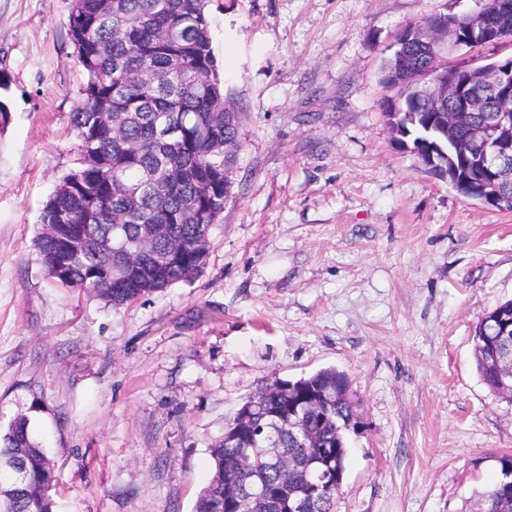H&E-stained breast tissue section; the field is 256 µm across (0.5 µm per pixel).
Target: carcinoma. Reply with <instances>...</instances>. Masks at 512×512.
Segmentation results:
<instances>
[{
    "instance_id": "carcinoma-1",
    "label": "carcinoma",
    "mask_w": 512,
    "mask_h": 512,
    "mask_svg": "<svg viewBox=\"0 0 512 512\" xmlns=\"http://www.w3.org/2000/svg\"><path fill=\"white\" fill-rule=\"evenodd\" d=\"M206 0H74L70 35L86 73L82 101L72 113L81 140L76 169L57 185L46 203L41 224H70L86 240L85 250L70 258L66 276L56 274L54 254L59 245L39 234L36 246L51 279L67 288L91 291L118 307L163 291L196 276L206 257L195 248L211 234L231 192V170L237 154L224 156L217 143H238L239 123L224 124V85L212 49ZM425 60L414 41L402 55L388 60L401 76L385 79L400 89L401 99L387 107L396 118L393 128L410 139L424 156L438 142L433 117L453 110L451 101L428 104L417 94L415 77L426 74ZM124 113L121 138L112 137V116ZM405 112L422 113L416 125ZM466 164L461 173L469 186L484 174L468 159L452 154L448 164ZM165 179L164 193L134 197L125 186L143 176ZM129 239L139 224H167L183 244L174 260L166 258L168 243L159 240L155 259L136 280L112 275L118 259L112 250L115 221ZM492 333L481 320L473 336V355L484 383L494 387V367L483 336ZM349 386L346 374L321 369L288 385L264 387L251 398L253 428L267 429L269 415H288L313 398L317 413L300 419L297 437L278 436L281 454L293 462L304 449L322 448L332 465L345 469L344 432L336 424L349 417L351 402L334 399L336 387ZM261 435L218 439L211 448L213 472L196 502L195 512H283L288 494L298 489L297 472L260 456ZM0 512H53L56 474L47 450L29 432V420L18 415L0 431ZM477 507L486 512H512V491L495 482L481 493Z\"/></svg>"
}]
</instances>
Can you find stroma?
<instances>
[{
	"label": "stroma",
	"instance_id": "stroma-1",
	"mask_svg": "<svg viewBox=\"0 0 512 512\" xmlns=\"http://www.w3.org/2000/svg\"><path fill=\"white\" fill-rule=\"evenodd\" d=\"M72 6L0 0V429L28 417L57 512H194L240 407L324 368L361 418L335 512H472L512 454V401L473 357L512 299V211L397 141L383 78L406 24L481 0H208L231 195L202 271L118 308L35 246L80 154Z\"/></svg>",
	"mask_w": 512,
	"mask_h": 512
}]
</instances>
